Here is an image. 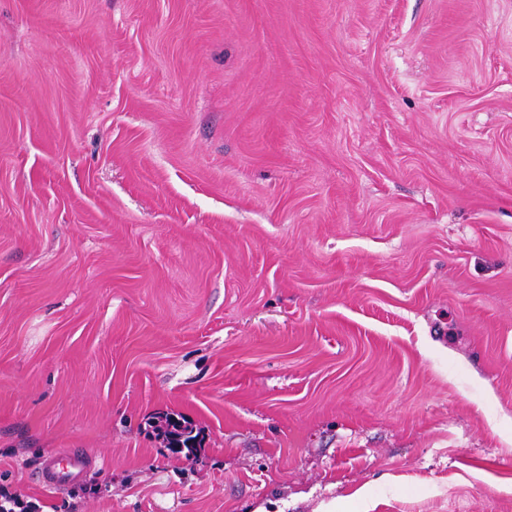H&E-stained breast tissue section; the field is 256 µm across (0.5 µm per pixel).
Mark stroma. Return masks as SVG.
<instances>
[{
	"instance_id": "obj_1",
	"label": "stroma",
	"mask_w": 512,
	"mask_h": 512,
	"mask_svg": "<svg viewBox=\"0 0 512 512\" xmlns=\"http://www.w3.org/2000/svg\"><path fill=\"white\" fill-rule=\"evenodd\" d=\"M0 488L512 512V0H0ZM166 431L164 432L168 448H175L178 452L186 450V455L193 454L197 448L198 436L193 435V429L186 421L182 422L172 417L165 419ZM92 467L93 461L83 449L68 448L46 455L37 472V479L45 487L63 489L86 476Z\"/></svg>"
}]
</instances>
